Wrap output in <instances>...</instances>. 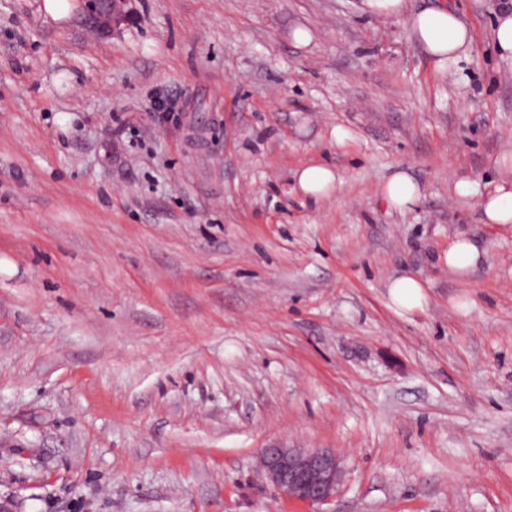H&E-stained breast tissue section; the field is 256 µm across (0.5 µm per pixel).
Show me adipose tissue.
<instances>
[{
    "mask_svg": "<svg viewBox=\"0 0 512 512\" xmlns=\"http://www.w3.org/2000/svg\"><path fill=\"white\" fill-rule=\"evenodd\" d=\"M368 12L403 18L410 35L421 43L436 63L453 58L472 40V32L459 17L445 9H429L404 16V0H364Z\"/></svg>",
    "mask_w": 512,
    "mask_h": 512,
    "instance_id": "obj_1",
    "label": "adipose tissue"
}]
</instances>
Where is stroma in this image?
Here are the masks:
<instances>
[{"mask_svg": "<svg viewBox=\"0 0 512 512\" xmlns=\"http://www.w3.org/2000/svg\"><path fill=\"white\" fill-rule=\"evenodd\" d=\"M69 4L0 0V501L312 512L260 473L286 445L339 456L326 512H512V224L455 195L512 156L500 0H405L471 29L441 68L363 0ZM130 3L131 0H94L87 7L84 18L93 27L107 30L132 17ZM296 176L302 193L313 201L330 195L339 184L334 169L323 164L305 166L298 170ZM422 187L403 171H397L384 185L382 195L388 206L398 209L414 205L422 196ZM479 257V251L472 243L459 239L448 248V267L469 270L478 262ZM390 288L393 301L405 311L420 308L425 300L423 285L413 277L399 278Z\"/></svg>", "mask_w": 512, "mask_h": 512, "instance_id": "35a3bbf8", "label": "stroma"}]
</instances>
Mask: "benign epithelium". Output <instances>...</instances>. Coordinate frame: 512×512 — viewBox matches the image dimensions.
Returning <instances> with one entry per match:
<instances>
[{
    "label": "benign epithelium",
    "instance_id": "1",
    "mask_svg": "<svg viewBox=\"0 0 512 512\" xmlns=\"http://www.w3.org/2000/svg\"><path fill=\"white\" fill-rule=\"evenodd\" d=\"M130 3L131 0H93L84 18L90 25L107 30L132 17ZM260 466L282 495L318 507L333 500L342 476L336 453L323 448H265Z\"/></svg>",
    "mask_w": 512,
    "mask_h": 512
}]
</instances>
